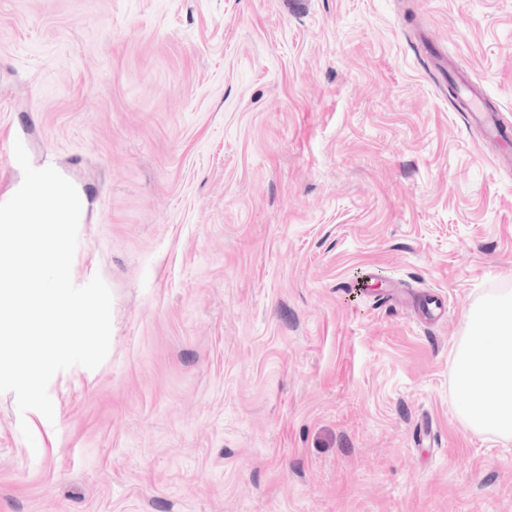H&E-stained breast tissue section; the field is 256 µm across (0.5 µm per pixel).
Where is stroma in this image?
Returning a JSON list of instances; mask_svg holds the SVG:
<instances>
[{
    "mask_svg": "<svg viewBox=\"0 0 512 512\" xmlns=\"http://www.w3.org/2000/svg\"><path fill=\"white\" fill-rule=\"evenodd\" d=\"M447 58L512 123V0H0V195L22 142L112 293L53 419L0 394V512H512L452 371L512 292V145ZM459 87V105L470 121L479 127L487 138L507 144L510 141V134L512 135V128L500 120L498 112L485 108L483 94L463 74L460 76Z\"/></svg>",
    "mask_w": 512,
    "mask_h": 512,
    "instance_id": "35a3bbf8",
    "label": "stroma"
}]
</instances>
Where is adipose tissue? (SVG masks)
I'll list each match as a JSON object with an SVG mask.
<instances>
[{
    "label": "adipose tissue",
    "instance_id": "1",
    "mask_svg": "<svg viewBox=\"0 0 512 512\" xmlns=\"http://www.w3.org/2000/svg\"><path fill=\"white\" fill-rule=\"evenodd\" d=\"M453 360L456 409L471 430L512 436V293L470 310Z\"/></svg>",
    "mask_w": 512,
    "mask_h": 512
}]
</instances>
